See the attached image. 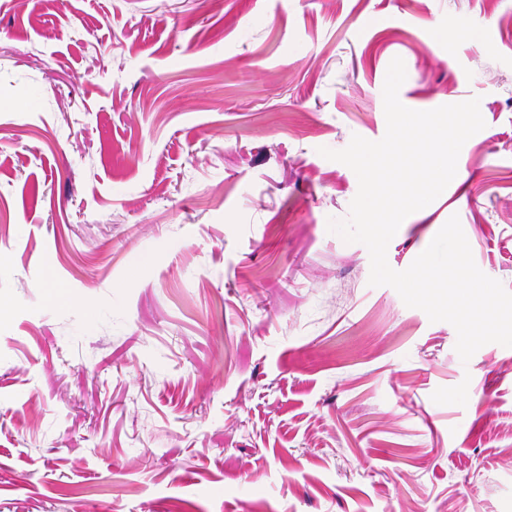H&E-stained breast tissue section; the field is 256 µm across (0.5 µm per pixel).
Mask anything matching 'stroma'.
<instances>
[{
    "instance_id": "stroma-1",
    "label": "stroma",
    "mask_w": 512,
    "mask_h": 512,
    "mask_svg": "<svg viewBox=\"0 0 512 512\" xmlns=\"http://www.w3.org/2000/svg\"><path fill=\"white\" fill-rule=\"evenodd\" d=\"M397 56L486 126L387 261L512 292V0H0V512H512V348L327 228Z\"/></svg>"
}]
</instances>
